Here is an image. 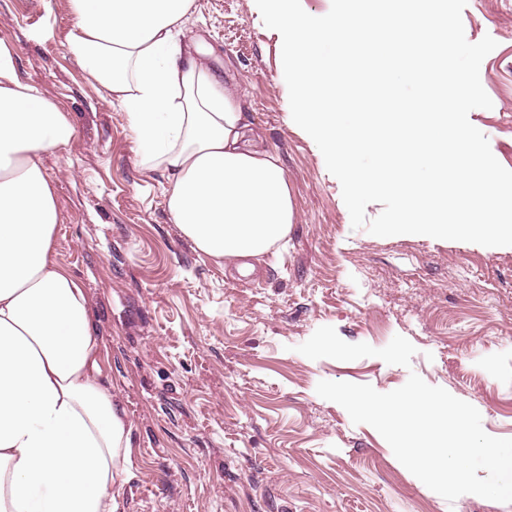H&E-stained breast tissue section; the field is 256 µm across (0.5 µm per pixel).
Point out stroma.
<instances>
[{"instance_id":"stroma-1","label":"stroma","mask_w":512,"mask_h":512,"mask_svg":"<svg viewBox=\"0 0 512 512\" xmlns=\"http://www.w3.org/2000/svg\"><path fill=\"white\" fill-rule=\"evenodd\" d=\"M462 19L469 42L497 43L480 67L493 106L469 120L512 170V0H468ZM72 27L68 0H0L23 79L76 129L43 164L62 214L57 258L87 293L102 378L132 424L116 512H512L445 500L316 392L328 380L387 393L414 372L512 438V246L353 228L322 153L287 121L279 34L255 0H194L185 27L281 158L296 209L287 245L241 274L170 223L167 181L137 168L123 108L66 51ZM322 326L375 348L400 335L416 353L407 368L298 353Z\"/></svg>"}]
</instances>
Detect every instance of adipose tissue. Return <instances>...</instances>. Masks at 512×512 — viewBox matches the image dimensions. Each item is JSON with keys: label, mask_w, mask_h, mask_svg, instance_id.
Wrapping results in <instances>:
<instances>
[{"label": "adipose tissue", "mask_w": 512, "mask_h": 512, "mask_svg": "<svg viewBox=\"0 0 512 512\" xmlns=\"http://www.w3.org/2000/svg\"><path fill=\"white\" fill-rule=\"evenodd\" d=\"M66 49L125 110L171 223L203 254L249 259L296 219L277 154L184 28L193 0H68ZM76 129L0 39V512H115L131 425L98 377L88 296L59 263L44 154Z\"/></svg>", "instance_id": "ef3b65f1"}]
</instances>
